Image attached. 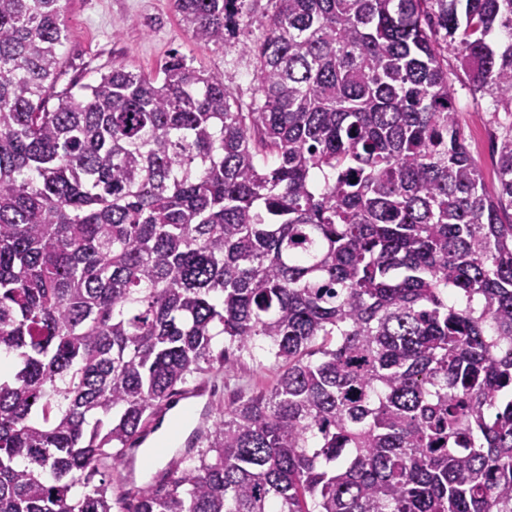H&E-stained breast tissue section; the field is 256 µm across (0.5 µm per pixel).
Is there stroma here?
Wrapping results in <instances>:
<instances>
[{
    "instance_id": "stroma-1",
    "label": "stroma",
    "mask_w": 512,
    "mask_h": 512,
    "mask_svg": "<svg viewBox=\"0 0 512 512\" xmlns=\"http://www.w3.org/2000/svg\"><path fill=\"white\" fill-rule=\"evenodd\" d=\"M67 38L61 48L65 80L87 83L121 65L134 72L156 73L172 51L191 65L222 75L242 104L259 96L252 57L237 50L224 51L196 44L180 21L172 0H63ZM457 118L470 139V151L489 193L499 183L492 163V148L512 116L495 111L487 96L455 85ZM280 368L263 352L242 358L233 372L213 373L199 382L213 405H228L241 394L269 390Z\"/></svg>"
}]
</instances>
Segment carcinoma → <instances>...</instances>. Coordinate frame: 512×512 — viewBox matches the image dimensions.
Instances as JSON below:
<instances>
[{"mask_svg": "<svg viewBox=\"0 0 512 512\" xmlns=\"http://www.w3.org/2000/svg\"><path fill=\"white\" fill-rule=\"evenodd\" d=\"M173 6L257 25L258 101L177 51L61 88V0H0V512H512V124L491 195L448 76L512 115V0ZM257 348L197 455L90 484ZM254 356L245 355L231 373L220 372L216 364L212 374L200 377L188 388L204 385L210 393L209 404L214 406L229 405L240 394L269 390L276 383L280 368L260 350Z\"/></svg>", "mask_w": 512, "mask_h": 512, "instance_id": "1", "label": "carcinoma"}]
</instances>
